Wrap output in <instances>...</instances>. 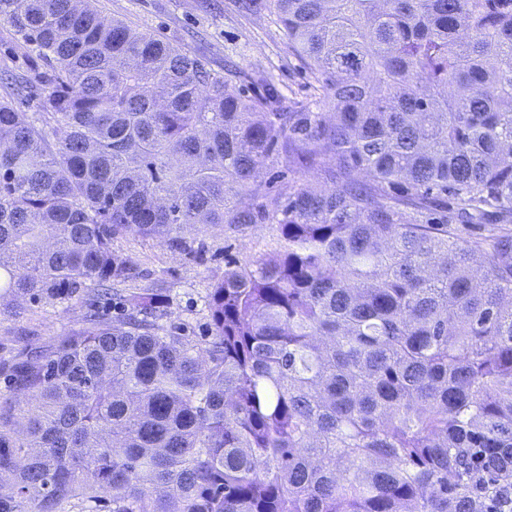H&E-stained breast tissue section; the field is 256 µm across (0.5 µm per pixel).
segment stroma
Returning a JSON list of instances; mask_svg holds the SVG:
<instances>
[{"label": "stroma", "instance_id": "1", "mask_svg": "<svg viewBox=\"0 0 512 512\" xmlns=\"http://www.w3.org/2000/svg\"><path fill=\"white\" fill-rule=\"evenodd\" d=\"M94 0L102 16L126 22L178 45L203 61L208 69L220 73L225 61L235 62L240 72L237 82L248 87L251 73H264L284 97L309 100L314 91L300 62L289 54L273 16L261 13L248 19L235 16L228 0ZM187 238L204 247V262H195L170 251L155 240L130 233L114 241L115 249L131 256L141 276L136 287L162 284L169 305L165 324L184 326L193 336L209 333L206 296L224 275V257L257 258L274 248L278 227L274 224H250L239 230L202 227L190 230ZM110 321L120 316L118 300L86 294L80 300L57 308L26 303L19 318L0 320V369L11 364L25 348L55 347L73 329L83 324L88 308Z\"/></svg>", "mask_w": 512, "mask_h": 512}]
</instances>
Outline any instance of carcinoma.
Listing matches in <instances>:
<instances>
[{
  "label": "carcinoma",
  "mask_w": 512,
  "mask_h": 512,
  "mask_svg": "<svg viewBox=\"0 0 512 512\" xmlns=\"http://www.w3.org/2000/svg\"><path fill=\"white\" fill-rule=\"evenodd\" d=\"M231 2L275 17L314 102L89 0H0L54 124L0 100V316L139 278L131 230L202 262L197 224L279 228L225 262L209 336L130 288L14 364L0 512H512V0ZM272 157L333 187L271 194Z\"/></svg>",
  "instance_id": "obj_1"
}]
</instances>
